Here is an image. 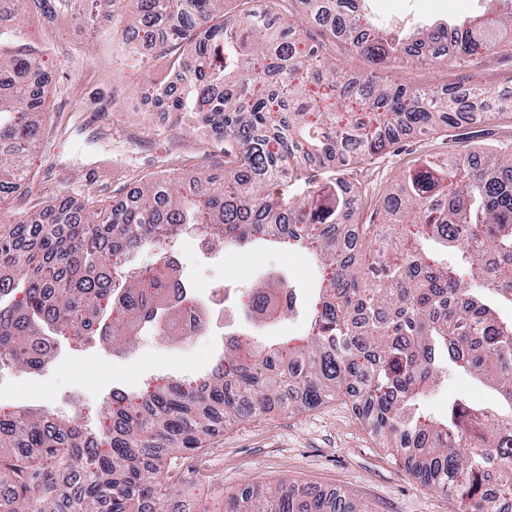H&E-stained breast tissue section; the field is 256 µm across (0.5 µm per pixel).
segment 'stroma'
<instances>
[{"instance_id":"stroma-1","label":"stroma","mask_w":512,"mask_h":512,"mask_svg":"<svg viewBox=\"0 0 512 512\" xmlns=\"http://www.w3.org/2000/svg\"><path fill=\"white\" fill-rule=\"evenodd\" d=\"M499 9L498 0H377L383 20L410 16L469 20ZM280 13L303 40L323 46L338 67L366 72L364 58L335 43L300 0H283ZM123 25L119 16L108 24H84L68 12L48 17L27 7L25 26L50 45L53 65L29 179L0 203V223L64 201L112 207L139 183L163 173L223 175L222 141L206 138L196 124L178 119L175 113L133 107V99L154 94L171 72L152 64L150 48L145 60L133 61L120 39ZM381 75L438 92L467 87L473 78L492 91L512 93V56H495L485 68L468 71L449 62L435 65L422 60L386 66ZM506 144L512 145V112L463 123L445 135L404 139L376 171L360 211L362 222L380 223L376 207L380 195L418 157L443 158ZM181 252L190 285L201 293L220 279L235 287L268 275L291 278L311 295L320 278L316 262L298 248L270 250L252 244L244 254L228 247L223 256L206 259L187 239ZM60 351L44 370L13 371L14 384L0 396V406L36 403L58 413L78 403L97 408L112 387L139 391L160 376L191 380L210 368L206 343H169L156 332L137 336L134 347L124 352L65 342ZM460 393L484 406L498 403L490 388L452 375L429 397L430 411L443 414L449 398ZM176 465L184 477L182 512H199L203 507L224 512L225 493L252 482L271 487L307 482L322 490L341 489L368 512H458L455 499L426 488L411 475L403 453L380 444L358 415L353 399L345 395L298 414L275 411L261 419L228 423L201 450L180 455Z\"/></svg>"}]
</instances>
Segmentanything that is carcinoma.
I'll return each mask as SVG.
<instances>
[{
  "label": "carcinoma",
  "mask_w": 512,
  "mask_h": 512,
  "mask_svg": "<svg viewBox=\"0 0 512 512\" xmlns=\"http://www.w3.org/2000/svg\"><path fill=\"white\" fill-rule=\"evenodd\" d=\"M45 15L74 0H0V193L29 173L41 126L51 52L22 26L26 3ZM479 22L439 19L382 30L370 0H309L333 17L353 50L383 66L420 55L468 67L512 50V6ZM98 19L126 15L123 46H157L179 85L166 91L169 112L198 117L224 141V178L186 182L162 174L140 184L133 202L98 209L44 208L0 231V359L24 370L49 363L45 333L81 346L110 336L135 338L133 323L162 320L159 331L187 340L181 308L189 297L164 276L165 257L120 277L127 258L157 241L159 224H200L216 246L254 241L306 245L325 278L310 331L273 345L245 331L228 333L211 376L191 384L166 376L100 409V429L47 412L0 408V512H171L182 484L163 459L201 448L230 416L258 419L274 406L311 410L340 393L388 448L406 455L429 489L456 497L461 512L512 508V150L465 158H419L379 203L383 220L363 224L352 172L385 158L406 136L459 125L468 99L493 100L472 84L429 95L372 74L328 69L321 50L302 41L277 12L229 7L234 0H90ZM497 100V99H495ZM508 111L512 100H497ZM336 169L330 183L307 181L285 196L294 173ZM289 289L288 314L300 310L283 278L236 290L252 326L274 320L270 289ZM489 383L501 406L474 408L463 397L436 420L421 402L448 373ZM225 512H365L345 491L307 483L249 486Z\"/></svg>",
  "instance_id": "carcinoma-1"
}]
</instances>
